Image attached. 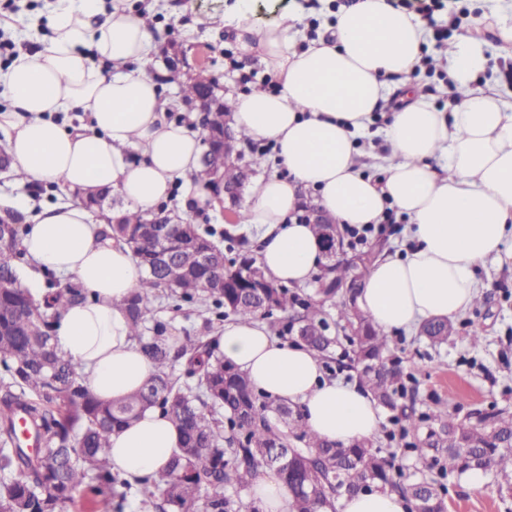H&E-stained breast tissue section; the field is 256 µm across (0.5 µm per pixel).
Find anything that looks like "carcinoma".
<instances>
[{"instance_id":"carcinoma-1","label":"carcinoma","mask_w":512,"mask_h":512,"mask_svg":"<svg viewBox=\"0 0 512 512\" xmlns=\"http://www.w3.org/2000/svg\"><path fill=\"white\" fill-rule=\"evenodd\" d=\"M165 80L179 87L186 101L197 99L201 84L178 69H168ZM231 112L221 101L210 114L211 127L224 129ZM224 171V187L240 188L247 172L224 155L212 166ZM212 166L204 165L199 180L212 182ZM149 215L126 213L108 224L104 236L126 244L147 274L141 288L121 301L130 329L156 374L141 391L102 402L96 399L77 367L58 349L54 325L70 304L86 299L71 281L45 276L43 301L33 299L18 270L24 261L20 248L23 216L12 213L13 226L0 234V368L8 377L0 395V512H73L76 493L86 488L100 512H122L128 494H134L143 512H259L238 494L249 489L261 468H276V459L288 456L278 475L291 496V512H337L344 493L361 491L364 484L390 487L407 495L417 512H446L437 481L422 477L407 481L394 468L392 455L374 439L348 446L329 443L313 434L300 412L285 402L258 392L247 376L224 361L216 345L202 336H182L173 350L165 343V323L153 320L154 294L166 288L175 309L200 301L215 319H248L284 314L286 333L292 342L309 348L316 358L342 356L356 364L359 381L373 398L395 413L402 435L423 418L401 403L406 381L415 373L404 372L390 358L389 336L373 324L357 305L359 280L363 279L378 251L356 256L357 262L323 266L315 277V297L301 299L288 288L277 287L267 276L253 280L245 273L261 271L255 258L243 257L218 268L198 261L203 252L223 254L215 236L234 241L230 230L220 233L185 221L170 225L165 242L155 239L157 224ZM163 249L183 258L182 265L157 258ZM336 301L342 334H328L325 304ZM154 335L144 336L148 323ZM454 326L432 320L422 327L432 341L448 340ZM181 374L174 375L175 366ZM24 409L38 431L41 445L29 450L17 442L13 413ZM149 407H158L179 430L180 453L162 472L137 485L112 471L108 457L110 437L116 429L134 422ZM428 448L412 445L421 458H432L442 474L462 476L493 469L505 489L512 490V414L506 410L478 414L476 422L448 416L430 433ZM301 447L292 446V440Z\"/></svg>"}]
</instances>
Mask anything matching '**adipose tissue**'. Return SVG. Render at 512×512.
Wrapping results in <instances>:
<instances>
[{
    "mask_svg": "<svg viewBox=\"0 0 512 512\" xmlns=\"http://www.w3.org/2000/svg\"><path fill=\"white\" fill-rule=\"evenodd\" d=\"M46 19L51 33L41 49L0 69L9 101L0 133L13 172L54 187L59 200L37 207L17 195L5 203L33 215L22 241L26 285L50 272L87 293L62 312L55 340L94 396L113 401L155 373L117 306L140 288L144 271L127 245L103 239L105 217H92L73 194L107 190L125 211L144 212L181 183L183 212L205 206L210 194L193 181L206 132L167 119L173 102L145 73L151 31L124 0H50ZM296 22L289 14L259 21L244 0L224 17L240 55H258L281 81L276 93L232 87L225 95L232 128L275 153V169L248 186L242 208L260 234L265 274L290 286L316 275L323 249L297 218L303 204L356 228L392 212L407 218L411 245L379 252L359 305L387 334L462 315L480 294L477 268L490 258L512 262V101L484 79L494 49L475 36L450 42L445 112L411 80L430 39L421 16L390 0H355L302 48L289 40ZM394 98L400 108L375 126L376 112ZM79 111L89 113V126L53 119ZM376 137L382 149L370 175L360 143ZM216 342L259 392L300 406L320 438L347 446L380 430L381 412L357 378L327 379L308 348L278 340L263 321L232 319ZM178 449L177 428L151 408L113 432L109 458L134 482L154 476ZM251 497L260 512H289L290 495L272 471L255 478ZM341 503L342 512H412L404 494L387 489Z\"/></svg>",
    "mask_w": 512,
    "mask_h": 512,
    "instance_id": "ef3b65f1",
    "label": "adipose tissue"
}]
</instances>
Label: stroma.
<instances>
[{
    "mask_svg": "<svg viewBox=\"0 0 512 512\" xmlns=\"http://www.w3.org/2000/svg\"><path fill=\"white\" fill-rule=\"evenodd\" d=\"M17 13L0 14V30L19 40L32 27L45 24L46 0H15ZM135 11L149 19L156 43L153 64L161 78L159 88L165 97L178 99L177 85L166 82V51L178 47V65L183 71L215 77L220 84H248L268 87L278 79L268 72L258 57L240 59L224 28V14L234 0H128ZM349 0H251L256 16L268 19L299 11L301 26L308 37L329 14ZM393 5L426 15L432 37L426 55L438 56L446 44L459 36H478L489 43L497 38L489 28L488 17L497 8V0H392ZM407 224L405 217L389 215L380 228L358 238L344 233L343 251L353 256L367 250L375 240L400 247ZM482 298L478 307L455 321L456 331L447 343L435 345L418 334H392V355L404 367L420 366L421 373L413 390L416 413L451 414L469 421L492 408L512 412V263L487 261L478 271ZM155 317L168 326L172 336L198 335L207 316L198 303L174 309L157 289ZM480 336V345H472L471 336ZM391 413H384L377 439L382 447L396 452L407 479L420 474L439 477L446 489L448 512H512V494L501 491L493 472L482 475V488H472L469 476H440L432 461H423L412 452L414 444L424 440L427 427L419 425L406 437H395Z\"/></svg>",
    "mask_w": 512,
    "mask_h": 512,
    "instance_id": "1",
    "label": "stroma"
}]
</instances>
